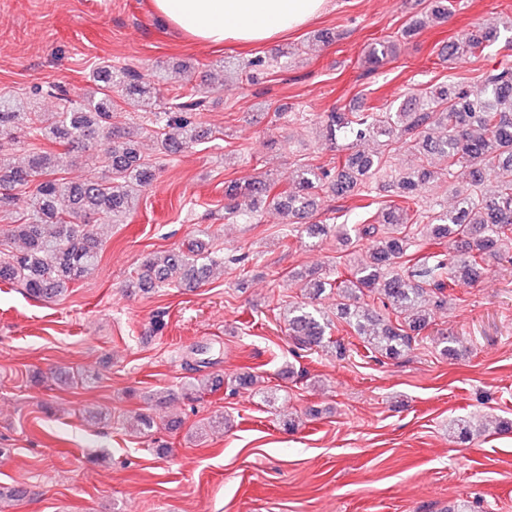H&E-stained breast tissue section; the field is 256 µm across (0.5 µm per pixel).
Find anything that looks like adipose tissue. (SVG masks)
I'll return each mask as SVG.
<instances>
[{
	"instance_id": "adipose-tissue-1",
	"label": "adipose tissue",
	"mask_w": 512,
	"mask_h": 512,
	"mask_svg": "<svg viewBox=\"0 0 512 512\" xmlns=\"http://www.w3.org/2000/svg\"><path fill=\"white\" fill-rule=\"evenodd\" d=\"M329 0H151L154 13L214 47L267 43L321 15Z\"/></svg>"
}]
</instances>
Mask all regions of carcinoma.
<instances>
[{
    "label": "carcinoma",
    "mask_w": 512,
    "mask_h": 512,
    "mask_svg": "<svg viewBox=\"0 0 512 512\" xmlns=\"http://www.w3.org/2000/svg\"><path fill=\"white\" fill-rule=\"evenodd\" d=\"M455 9L454 0H430L426 15L443 22ZM512 31V20L487 23L476 33L448 45V57L480 56L502 33ZM390 41L370 46L365 63L377 65L394 53ZM91 89L77 105L59 98L55 112L34 111L35 88L27 97L0 95V213L14 200L11 191L27 190L26 208L14 236L22 241L17 253L0 251V282L17 283L31 297L55 299L86 278L101 260L102 244L86 220L94 215L115 224L134 208L139 192L153 178L152 165L123 138L131 132H154L160 153L190 151L204 137L196 123L205 103L202 91L190 89L157 111L156 82L127 68L101 60L89 76ZM119 88L148 116L146 124L118 128L112 125V89ZM327 137L348 150L336 155L334 165L302 164L292 176L294 188L273 192L274 182L260 176L227 188L232 203L224 207L227 219L241 214L237 199L260 197L283 214L305 218L314 208L317 190L336 197L371 196L370 179L395 174L403 204L384 208L372 224H310L307 234H333L344 243L350 235L368 241L369 258L352 256L344 269L323 275L316 269L294 273L303 300L282 312L281 319L296 348L321 350L338 357L345 344L331 339L330 320L314 307L319 297L336 295V312L377 359L396 360L412 347L414 337L431 323L432 311L448 306L456 289L476 283L488 259L512 256V66L484 74L483 92L472 95L461 84L441 86L399 104L395 111L327 114ZM47 140L65 153L84 150L106 140L104 157L81 182L59 176L60 153L33 154L27 165L6 162V147L23 139ZM368 139L381 150L366 153L356 145ZM418 148L440 165L398 163L400 149ZM104 167L108 176L96 175ZM494 174L497 189L484 190L487 174ZM435 179L448 181L455 204L434 211L422 221L420 188ZM85 223H79V220ZM448 243V251L419 253L418 242ZM221 262L201 244L184 250L155 253L142 261L131 288L197 284ZM472 418L459 420L455 438L465 441L486 431Z\"/></svg>",
    "instance_id": "carcinoma-1"
}]
</instances>
